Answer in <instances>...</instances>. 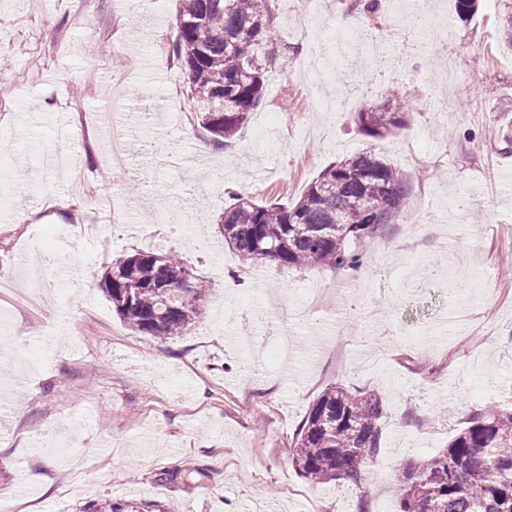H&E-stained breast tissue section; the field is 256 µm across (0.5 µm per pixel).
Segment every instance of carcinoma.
<instances>
[{
    "label": "carcinoma",
    "instance_id": "carcinoma-1",
    "mask_svg": "<svg viewBox=\"0 0 512 512\" xmlns=\"http://www.w3.org/2000/svg\"><path fill=\"white\" fill-rule=\"evenodd\" d=\"M170 52L181 62L192 101L212 143L229 145L263 101L265 73L288 55L276 44L269 0H179ZM356 123L382 138L405 126L403 103L359 112ZM497 138L512 152V104L500 109ZM407 176L373 154L328 166L291 206L242 196L224 209V241L245 261L286 268L362 263L349 242L399 220ZM100 286L131 329L148 336H183L202 313L209 289L177 254L137 251L104 272ZM386 416L381 397L336 386L312 404L293 441L295 470L323 484L360 485L376 465ZM397 512H512V406L472 412L448 448L410 461L396 484Z\"/></svg>",
    "mask_w": 512,
    "mask_h": 512
}]
</instances>
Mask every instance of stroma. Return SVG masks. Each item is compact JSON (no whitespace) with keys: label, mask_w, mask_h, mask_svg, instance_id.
Listing matches in <instances>:
<instances>
[{"label":"stroma","mask_w":512,"mask_h":512,"mask_svg":"<svg viewBox=\"0 0 512 512\" xmlns=\"http://www.w3.org/2000/svg\"><path fill=\"white\" fill-rule=\"evenodd\" d=\"M508 0L448 6L447 37H411L401 64L373 65L366 43L340 77L343 117L312 111L307 71L332 55L351 0L290 8L272 0L279 41L302 44L266 75L264 100L231 144L210 137L168 52L178 0H0V91L9 173L0 181V347L34 344L31 370L0 364V496L14 512H78L108 499L157 512H394L404 462L446 448L472 411L512 402V155L496 114L512 101ZM448 89L447 121L429 111ZM400 99L407 124L376 139L357 112ZM127 162L112 166V122ZM83 135L74 138L73 127ZM68 151L84 179L41 168ZM371 152L409 178L410 215L355 245L362 272L249 265L225 243L231 196L300 198L328 166ZM111 208L99 209L102 198ZM73 243L61 292L48 256ZM137 250L172 251L210 288L196 325L158 339L112 309L101 275ZM342 385L379 395L383 451L365 489L314 485L292 440L314 400ZM76 439L63 453L49 439Z\"/></svg>","instance_id":"obj_1"}]
</instances>
